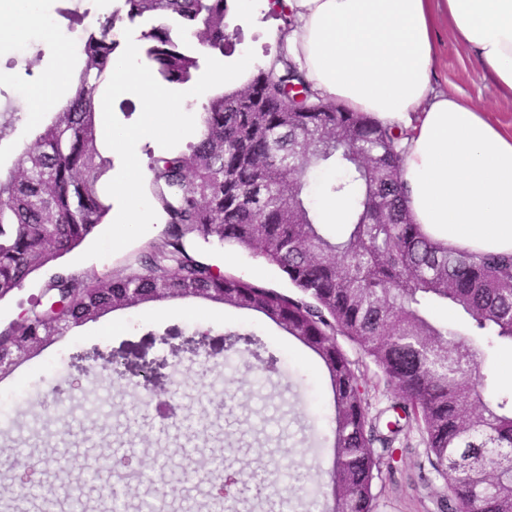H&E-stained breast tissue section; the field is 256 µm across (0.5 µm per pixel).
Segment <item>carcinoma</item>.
I'll return each instance as SVG.
<instances>
[{
    "label": "carcinoma",
    "mask_w": 512,
    "mask_h": 512,
    "mask_svg": "<svg viewBox=\"0 0 512 512\" xmlns=\"http://www.w3.org/2000/svg\"><path fill=\"white\" fill-rule=\"evenodd\" d=\"M228 0H119L80 43L83 64L74 95L0 173V299L31 274L70 253L110 211L99 182L112 166L98 149L102 117L96 96L119 46L118 22L178 20L206 49L224 52ZM146 55L169 83L190 80L198 59L160 24L141 35ZM304 98L288 102V87ZM323 102L298 65L281 52L240 90L210 98L200 131L184 150L151 157L154 194L169 224L166 237L142 253L137 267L103 277L61 272L41 298L0 331V351L21 352L41 336L92 321L132 299L177 296L223 300L257 312L311 350L333 393L332 448L336 512H374L373 487L383 453L403 431L400 421L369 417L359 361L391 390V408L421 431L430 466L444 483L443 512H512V390L485 369L490 353L512 346V255L475 256L443 249L413 224L404 203L401 143L407 133L341 104ZM331 167L330 191L348 198L343 232L321 223L310 193L312 172ZM229 245L276 267L292 291L281 292L221 272L186 250L188 240ZM450 304L471 333L431 314ZM243 362L257 353L252 333H187L173 325L119 348L132 359L159 338L189 350L195 337ZM111 351L73 357L85 369ZM382 453H377L374 445ZM299 492L319 502L329 487Z\"/></svg>",
    "instance_id": "carcinoma-1"
}]
</instances>
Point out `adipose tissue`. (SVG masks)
<instances>
[{
	"instance_id": "adipose-tissue-1",
	"label": "adipose tissue",
	"mask_w": 512,
	"mask_h": 512,
	"mask_svg": "<svg viewBox=\"0 0 512 512\" xmlns=\"http://www.w3.org/2000/svg\"><path fill=\"white\" fill-rule=\"evenodd\" d=\"M292 55L320 95L406 130L402 181L422 234L512 254V131L432 84L447 27L512 105V0H284Z\"/></svg>"
}]
</instances>
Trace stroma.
<instances>
[{"instance_id": "35a3bbf8", "label": "stroma", "mask_w": 512, "mask_h": 512, "mask_svg": "<svg viewBox=\"0 0 512 512\" xmlns=\"http://www.w3.org/2000/svg\"><path fill=\"white\" fill-rule=\"evenodd\" d=\"M56 8L84 12L78 26L55 17L51 31L33 27L15 38L0 40V113L18 112L0 138V168L12 166L19 151L33 142L39 127L26 109L29 90L46 75L57 71L51 42L81 38L97 28L99 19L111 14L115 0H55ZM280 18L273 10L258 7L243 16L238 0H228L226 32L232 41L221 60L234 62L249 53L263 62L278 55ZM435 67L437 87L478 104L487 118L512 131V108L499 106L490 77L467 56L449 34H442ZM168 228L165 212H158L152 228L139 239L103 258L76 262L67 254L34 273L11 295L0 299V330L17 320L22 309L39 299L45 282L66 271L100 276L118 271L160 241ZM188 251L199 260L242 279L281 291L288 284L277 269L262 258L216 243L192 240ZM119 322L121 332L107 335L103 325ZM220 333L227 330L254 332L268 351L280 360L279 373L268 375L247 370L242 362H184L179 367L177 402L184 412L206 410L203 421L171 423L140 409L125 391V382L98 371L81 387H70L62 376L49 372L53 357L73 355L92 347L118 346L147 331L169 325ZM39 378L42 400L36 414L17 406L11 427L0 433V483L15 479L6 458L20 456L36 462L38 483L26 488L23 506L28 512H71L74 500H82L88 512H102L103 477L89 468L95 459L120 446L134 449L142 466L154 468L151 484L129 480L121 501L134 512L149 488L164 494L166 512H186L188 506L208 503L209 485L199 470L201 460L223 458L228 469L246 470L252 480L228 501L224 512H283L279 497L263 493L273 483L295 491L301 485L326 480L332 467L331 446L317 454L306 451L311 428L329 432L333 425L332 391L320 360L299 341L288 336L261 314L217 301L196 297L141 302L108 312L96 320L70 328L22 358L15 369L0 377V391L19 389ZM294 467H282L283 458ZM376 512H439L442 483L432 470L417 427L406 428L396 440L392 456L384 457L382 477L374 486Z\"/></svg>"}]
</instances>
